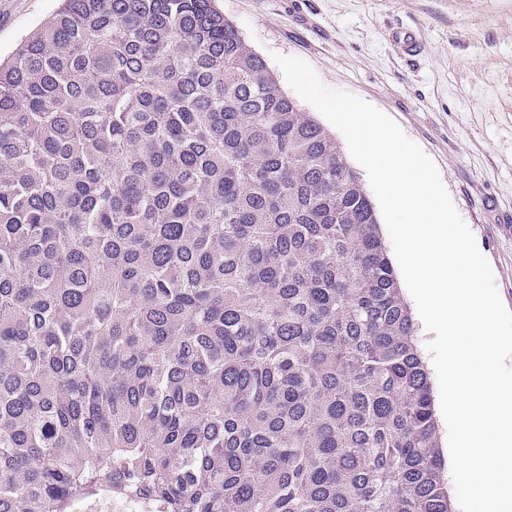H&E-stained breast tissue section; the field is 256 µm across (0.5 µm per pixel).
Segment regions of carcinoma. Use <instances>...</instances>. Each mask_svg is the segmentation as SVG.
Segmentation results:
<instances>
[{"mask_svg":"<svg viewBox=\"0 0 512 512\" xmlns=\"http://www.w3.org/2000/svg\"><path fill=\"white\" fill-rule=\"evenodd\" d=\"M451 512L372 201L214 0L0 62V512ZM77 512H161L162 507L148 499H133L109 491L81 503Z\"/></svg>","mask_w":512,"mask_h":512,"instance_id":"1","label":"carcinoma"}]
</instances>
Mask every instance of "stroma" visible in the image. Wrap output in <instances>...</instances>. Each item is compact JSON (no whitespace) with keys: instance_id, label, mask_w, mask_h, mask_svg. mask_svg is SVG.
<instances>
[{"instance_id":"stroma-1","label":"stroma","mask_w":512,"mask_h":512,"mask_svg":"<svg viewBox=\"0 0 512 512\" xmlns=\"http://www.w3.org/2000/svg\"><path fill=\"white\" fill-rule=\"evenodd\" d=\"M59 0H0V58ZM281 90L273 53L360 96L434 161L512 309V0H216ZM415 31L419 50L392 40Z\"/></svg>"}]
</instances>
